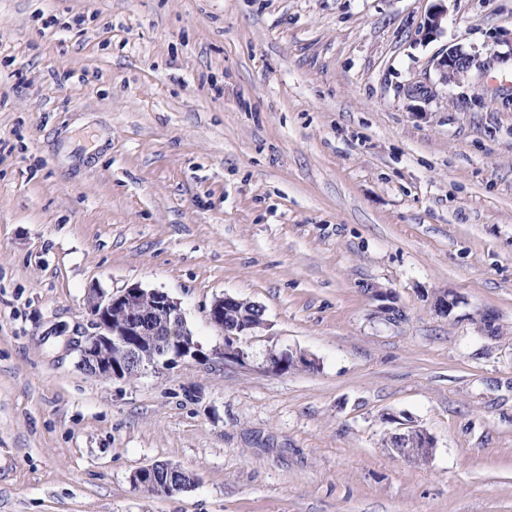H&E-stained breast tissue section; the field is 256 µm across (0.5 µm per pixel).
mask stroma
<instances>
[{"mask_svg":"<svg viewBox=\"0 0 512 512\" xmlns=\"http://www.w3.org/2000/svg\"><path fill=\"white\" fill-rule=\"evenodd\" d=\"M431 4L0 0V512H512V0L428 40ZM133 284L205 362L79 368L88 289ZM224 294L265 310L241 360ZM156 462L191 486L135 489ZM476 61V55L462 47L448 46L430 60L438 81L443 85H458L462 77H467ZM251 305L252 307H257L263 309V307L256 303H251L243 300L236 299L229 295H224L222 297L216 298L207 313V318L209 323L220 330L224 334L225 341V351L224 356H231L232 358L239 359L243 358L244 354L237 347L234 346L235 342L238 340V336L246 335L252 330L264 325L265 320H260L256 322L257 313L255 310H252L248 307L242 306L240 309V315L242 319H240L239 315L229 316L225 320V324L228 328L235 329L238 328L241 330L242 328L248 327L247 330H243L240 335L237 334H228L225 332V324H224V312L231 308L238 307L240 305ZM264 310V309H263ZM256 322V323H255ZM254 323V324H253ZM295 356L292 357L291 356ZM291 358L289 361L288 359ZM298 359L303 361L307 367L313 368L316 365V362L313 358L308 357L304 353L290 352V351H282L280 353H270L267 359L268 365L275 371L281 372V368H284L288 362V370L297 369L301 367V364L298 361L294 362V359ZM300 364V365H299ZM387 419L390 422L399 424L396 429L397 432L391 435L399 446L393 447L395 442L391 438L386 439V445L391 449L392 453H395L402 460L413 463L428 461L433 452H430L429 455H424V450L429 448L433 451L435 441L427 430L413 424L411 420L401 422V420L395 417H388Z\"/></svg>","mask_w":512,"mask_h":512,"instance_id":"obj_1","label":"stroma"}]
</instances>
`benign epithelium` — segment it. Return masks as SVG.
Returning a JSON list of instances; mask_svg holds the SVG:
<instances>
[{
	"instance_id": "obj_1",
	"label": "benign epithelium",
	"mask_w": 512,
	"mask_h": 512,
	"mask_svg": "<svg viewBox=\"0 0 512 512\" xmlns=\"http://www.w3.org/2000/svg\"><path fill=\"white\" fill-rule=\"evenodd\" d=\"M448 13L445 0H434L429 8L423 28L425 35L436 38L443 32V21ZM476 56L458 46H450L430 60L438 81L443 85H458L468 76ZM152 302L149 312H144L141 302ZM93 332L85 336L79 345V367L86 373L104 379L132 380L148 368L169 366L179 359L191 358L204 361L199 343L191 340L186 329V319L180 304L168 293L159 289H146L139 285L129 286L117 294H105L92 288L87 296ZM244 304V301L224 295L215 299L207 313L209 323L224 332V355L235 359L243 357L235 342L238 335L225 332L224 312ZM294 357L307 367L316 365L314 359L304 353L282 351L271 353L267 363L275 371L287 365ZM398 424L392 434L396 446L391 448L399 458L422 463L429 459L424 450L434 449L435 441L426 429L391 417ZM165 464L158 462L136 471L131 482L142 489H157L164 485L170 493L183 486L174 482H162Z\"/></svg>"
}]
</instances>
